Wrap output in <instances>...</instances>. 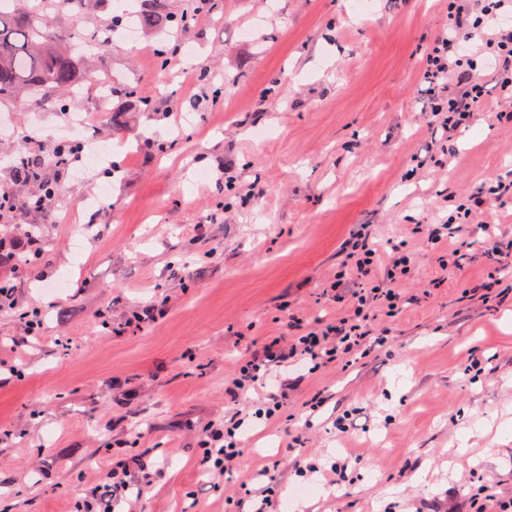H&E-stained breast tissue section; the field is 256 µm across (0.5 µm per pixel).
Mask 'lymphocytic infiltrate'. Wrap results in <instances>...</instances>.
Returning <instances> with one entry per match:
<instances>
[{"instance_id":"f902f5d3","label":"lymphocytic infiltrate","mask_w":512,"mask_h":512,"mask_svg":"<svg viewBox=\"0 0 512 512\" xmlns=\"http://www.w3.org/2000/svg\"><path fill=\"white\" fill-rule=\"evenodd\" d=\"M506 13L512 14V0H448V31L430 45L423 68L430 92L431 123L445 138H455L478 112L489 107L497 118L512 121V26L498 22ZM486 24L491 32L481 51L495 61L494 86L490 89L471 76L472 65L461 47L469 29ZM511 199L510 175L477 187L457 202L453 214L428 226L426 245L438 265L429 289L443 287L450 275L465 270L471 247L467 226L475 216ZM342 253L343 270L334 274L329 285L342 304L336 316L326 323L311 324L298 314L288 313L289 335L265 337L260 350L241 360L228 381L229 394L246 393L274 367L306 361L314 374L382 345V337L373 335L370 325L378 318H394L403 312L408 302L404 285L412 276L410 257L401 245L379 255L369 237L359 232L345 242ZM241 426V417L235 413L224 424L202 428L201 468L219 477L240 469L246 452L238 435Z\"/></svg>"}]
</instances>
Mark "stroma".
<instances>
[{
    "label": "stroma",
    "mask_w": 512,
    "mask_h": 512,
    "mask_svg": "<svg viewBox=\"0 0 512 512\" xmlns=\"http://www.w3.org/2000/svg\"><path fill=\"white\" fill-rule=\"evenodd\" d=\"M113 2L48 13L66 42L110 38L79 94L0 102V190L17 196L39 191L12 176L28 140L55 145L73 114L88 121L78 161L47 172V210L0 226L39 225L44 251L12 276L17 309L0 310V512H76L132 454L157 474L133 512H251L202 472L197 432L257 398L232 402L224 382L284 332L281 305L337 312L324 287L361 224L379 253L407 245L413 303L383 323V350L302 377L286 417L252 421L233 481L266 487L275 512H496L512 498V295L489 308L453 281L426 295L437 265L416 232L448 197L512 173V122L478 116L450 144L428 124L422 66L448 0L367 14L353 0H165L169 28L132 39ZM199 6L205 21L184 27ZM149 304L155 320L131 321ZM21 308L40 311L36 335ZM318 391L330 399L307 414ZM297 428L305 445L287 449ZM340 460L346 487L329 475Z\"/></svg>",
    "instance_id": "obj_1"
}]
</instances>
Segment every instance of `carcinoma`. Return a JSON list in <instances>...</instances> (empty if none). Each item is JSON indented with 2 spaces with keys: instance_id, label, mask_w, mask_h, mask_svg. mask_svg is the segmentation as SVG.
Returning a JSON list of instances; mask_svg holds the SVG:
<instances>
[{
  "instance_id": "1",
  "label": "carcinoma",
  "mask_w": 512,
  "mask_h": 512,
  "mask_svg": "<svg viewBox=\"0 0 512 512\" xmlns=\"http://www.w3.org/2000/svg\"><path fill=\"white\" fill-rule=\"evenodd\" d=\"M83 69L77 58L58 45L44 14L32 8L0 9V100L20 91L42 94L51 89L74 90ZM77 146L59 144L35 156L20 154L12 167L15 181L46 184V168L68 159Z\"/></svg>"
}]
</instances>
